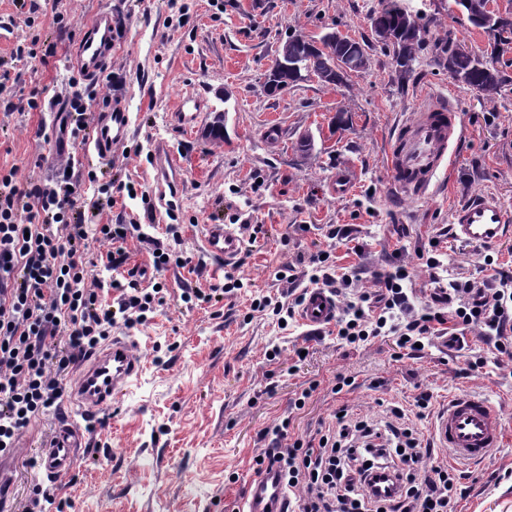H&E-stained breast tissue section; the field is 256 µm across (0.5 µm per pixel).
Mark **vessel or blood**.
Listing matches in <instances>:
<instances>
[{
	"label": "vessel or blood",
	"instance_id": "obj_1",
	"mask_svg": "<svg viewBox=\"0 0 512 512\" xmlns=\"http://www.w3.org/2000/svg\"><path fill=\"white\" fill-rule=\"evenodd\" d=\"M118 24L111 10H99L85 25L74 49V64L85 79L98 77L112 58ZM130 114L123 103L110 101L89 142L99 159L114 158L115 150L130 133ZM462 136L459 112L444 98L433 99L396 128L390 144L389 167L398 188L417 197L434 191L439 176L450 167ZM453 236L473 246H487L512 234V210L491 195H480L455 208ZM244 246L236 224L207 225L204 247L225 265L234 264ZM336 298L327 289L310 288L298 310L300 324L319 332L336 319ZM141 358L127 336L113 337L80 367L70 389L71 405L94 416L123 395L138 379ZM505 437L503 416L489 396L461 393L449 397L431 428L434 446L456 466L483 463ZM85 446L81 428L70 420L60 422L39 449L37 465L44 479L71 474ZM239 512H297L281 469L267 464L246 481Z\"/></svg>",
	"mask_w": 512,
	"mask_h": 512
}]
</instances>
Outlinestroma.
<instances>
[{"instance_id": "35a3bbf8", "label": "stroma", "mask_w": 512, "mask_h": 512, "mask_svg": "<svg viewBox=\"0 0 512 512\" xmlns=\"http://www.w3.org/2000/svg\"><path fill=\"white\" fill-rule=\"evenodd\" d=\"M379 6L380 0H0V59L24 48L18 85L43 95L40 110L22 112L17 97L0 92V174L44 185L66 173L86 178L99 165L80 140L60 132L56 115L77 98L91 122L108 100L122 101L132 134L113 167L137 196L118 193L95 221L156 223L163 244L178 242L203 263L198 272H158L148 250L127 241L128 265L142 271L143 286L160 282L168 290L145 324L112 329L134 337L142 373L97 418L64 400L21 431L9 461L14 512L44 482L29 459L66 417L88 435L76 470L55 482L62 512H237L253 458L267 446L266 429L286 419L291 437L308 436L343 403L377 421L391 406L412 409L425 388L436 407L457 391L484 393L499 404L504 445L465 470L458 512H512V364L471 368L489 350L478 331H467L457 347L434 342L417 358L400 360L393 337L354 348L337 340L335 327L312 336L295 322L284 331L271 312L250 309L262 296L287 301L291 285L275 280V269L319 249L338 266L359 269L348 296L376 291L377 272L399 256L419 313L427 311L433 288L451 279L485 282L486 257L512 272V239L477 248L450 236L453 209L473 197L490 194L512 209V49L495 58L506 82L487 102L449 76L437 44L451 36L482 56L492 36L473 28L454 0H409L427 46L402 79L371 28ZM104 7L120 20L112 61L96 79L72 84L75 44ZM331 30L366 41V69L336 87L310 77L268 95L265 76L280 43ZM183 95L201 103L190 130L177 118ZM435 96L461 112L462 137L450 175L434 194L417 198L392 188L388 150L397 123ZM219 110L224 139L217 142L206 128ZM303 142L310 145L305 154ZM161 143L180 160L181 190L168 209L159 205L155 180ZM343 172L352 185L339 195L334 188ZM215 221L242 225L248 237L232 267L204 249L205 227ZM257 224L267 236H254ZM338 225L348 238H328ZM422 250L439 253L442 268L428 269ZM228 270L247 288L213 305L181 301L183 289L222 286ZM275 346L279 359L267 360ZM299 348L305 359L297 358ZM339 374L353 376L357 386L335 396L329 387ZM312 384L316 392L295 409Z\"/></svg>"}]
</instances>
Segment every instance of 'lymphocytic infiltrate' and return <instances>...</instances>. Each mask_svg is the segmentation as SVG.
Instances as JSON below:
<instances>
[{
    "label": "lymphocytic infiltrate",
    "instance_id": "1",
    "mask_svg": "<svg viewBox=\"0 0 512 512\" xmlns=\"http://www.w3.org/2000/svg\"><path fill=\"white\" fill-rule=\"evenodd\" d=\"M79 182L19 188L0 177V451L9 453L32 418L58 406L66 371L108 338L116 324L134 327L165 302L143 288L127 268L130 225H90ZM115 243L107 256L117 276L109 304L86 288L91 235ZM410 273L390 264L376 293L348 302L336 319L337 339L349 345L394 336L399 355L412 358L432 336L462 340L470 329L512 361V276L495 273L493 285L454 280L449 315L409 313ZM421 391L415 411L392 407L384 420L352 413L333 417L307 439L289 438L287 424L266 430L270 446L256 464H278L299 512H456L461 473L433 458L415 426L431 406Z\"/></svg>",
    "mask_w": 512,
    "mask_h": 512
}]
</instances>
